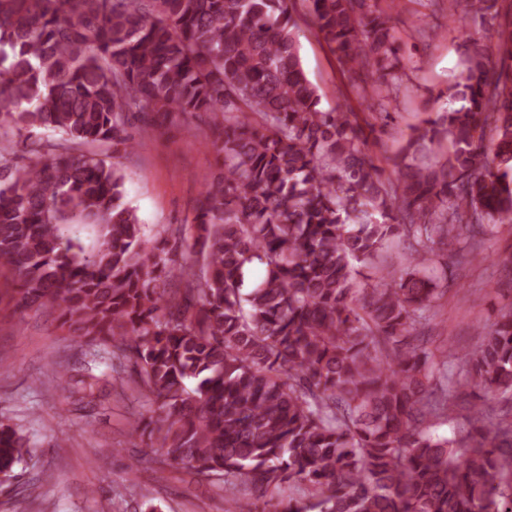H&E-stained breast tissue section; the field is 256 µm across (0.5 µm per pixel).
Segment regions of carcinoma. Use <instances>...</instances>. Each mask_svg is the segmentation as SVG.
<instances>
[{
	"label": "carcinoma",
	"instance_id": "cac0c4a2",
	"mask_svg": "<svg viewBox=\"0 0 512 512\" xmlns=\"http://www.w3.org/2000/svg\"><path fill=\"white\" fill-rule=\"evenodd\" d=\"M299 2L351 89L385 108L398 0H0V128L28 132L22 160L0 149V268L19 309L49 305L99 342L91 362H112V385L133 366L156 415L130 435L222 483L226 512L243 487L255 512H512V405L497 401L512 395V312L467 353L425 336L461 263L435 246L512 221V67L466 38L438 93L461 106L412 127L385 177L375 124L321 108ZM496 2L470 12L496 21L512 61ZM135 114L214 118L224 178L178 229L199 266L166 236L146 247L124 202ZM101 143L114 162L85 150ZM394 237L412 248L404 271L357 287ZM28 453L0 423V471Z\"/></svg>",
	"mask_w": 512,
	"mask_h": 512
}]
</instances>
